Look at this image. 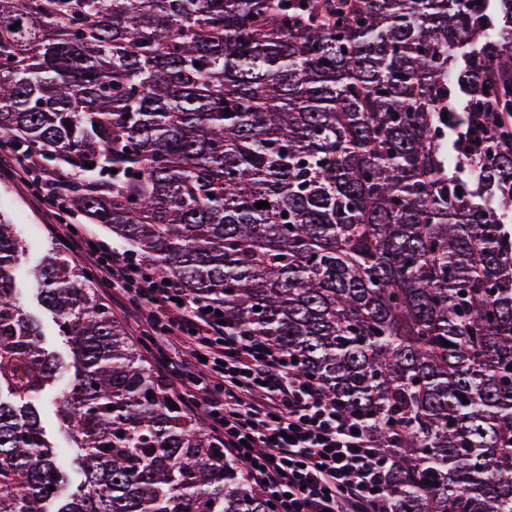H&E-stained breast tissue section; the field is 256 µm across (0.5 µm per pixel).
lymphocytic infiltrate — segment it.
I'll list each match as a JSON object with an SVG mask.
<instances>
[{
	"label": "lymphocytic infiltrate",
	"mask_w": 512,
	"mask_h": 512,
	"mask_svg": "<svg viewBox=\"0 0 512 512\" xmlns=\"http://www.w3.org/2000/svg\"><path fill=\"white\" fill-rule=\"evenodd\" d=\"M0 167L33 190L49 215L68 214L53 233L96 268L102 287L132 296V329L156 335L158 360L172 383L187 388L188 407L243 462L274 512H366L382 499L385 463L376 440L300 377L285 353L227 330L204 301L127 251L76 234L69 191L81 186L79 173L45 167L39 154L19 152L3 137ZM180 350L188 354L182 362Z\"/></svg>",
	"instance_id": "f902f5d3"
}]
</instances>
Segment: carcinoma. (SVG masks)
<instances>
[{"label":"carcinoma","mask_w":512,"mask_h":512,"mask_svg":"<svg viewBox=\"0 0 512 512\" xmlns=\"http://www.w3.org/2000/svg\"><path fill=\"white\" fill-rule=\"evenodd\" d=\"M1 134L368 428L367 512H512V0H0ZM23 251L0 216V512H273L55 247L45 348ZM42 418L46 427L47 434L50 440L58 448H69L71 445V438L66 426L56 415V408L52 403L50 397L47 398L43 408Z\"/></svg>","instance_id":"cac0c4a2"}]
</instances>
